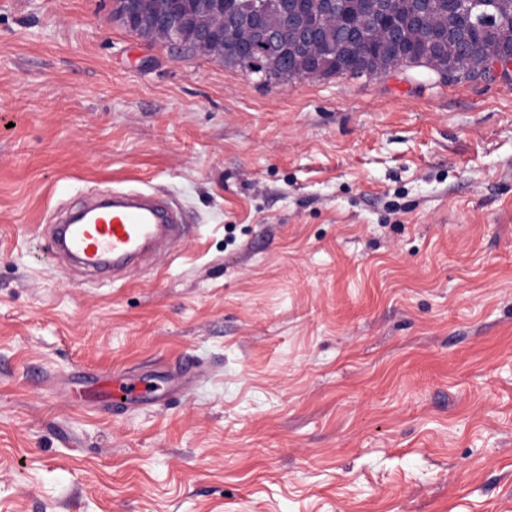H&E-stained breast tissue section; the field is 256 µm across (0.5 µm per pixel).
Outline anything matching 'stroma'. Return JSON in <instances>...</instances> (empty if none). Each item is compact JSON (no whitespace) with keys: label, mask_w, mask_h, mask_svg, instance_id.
<instances>
[{"label":"stroma","mask_w":512,"mask_h":512,"mask_svg":"<svg viewBox=\"0 0 512 512\" xmlns=\"http://www.w3.org/2000/svg\"><path fill=\"white\" fill-rule=\"evenodd\" d=\"M111 189L169 201L168 254L48 258ZM123 371L160 401L78 396ZM0 512H512V81L266 84L0 0Z\"/></svg>","instance_id":"1"}]
</instances>
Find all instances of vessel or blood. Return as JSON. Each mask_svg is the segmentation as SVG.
Instances as JSON below:
<instances>
[{
    "instance_id": "b4317fda",
    "label": "vessel or blood",
    "mask_w": 512,
    "mask_h": 512,
    "mask_svg": "<svg viewBox=\"0 0 512 512\" xmlns=\"http://www.w3.org/2000/svg\"><path fill=\"white\" fill-rule=\"evenodd\" d=\"M82 214L81 222L58 226L50 249L87 269H123L180 232L168 204L141 192H113L106 203L83 208ZM98 391L113 404L129 406L151 393L144 378L120 374L100 379Z\"/></svg>"
}]
</instances>
